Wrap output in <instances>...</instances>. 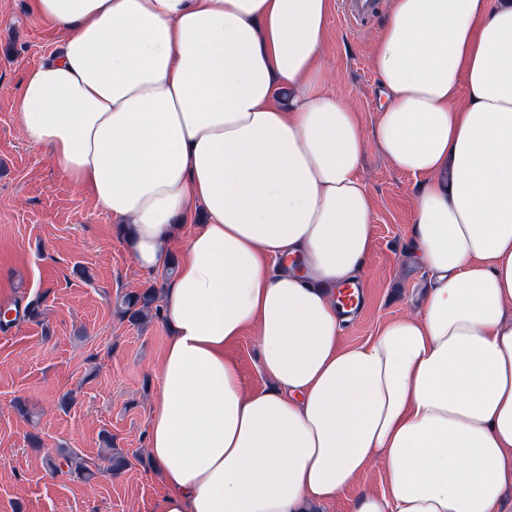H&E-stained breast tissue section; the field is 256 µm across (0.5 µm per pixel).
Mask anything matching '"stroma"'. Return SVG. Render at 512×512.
I'll return each mask as SVG.
<instances>
[{
	"label": "stroma",
	"instance_id": "obj_1",
	"mask_svg": "<svg viewBox=\"0 0 512 512\" xmlns=\"http://www.w3.org/2000/svg\"><path fill=\"white\" fill-rule=\"evenodd\" d=\"M387 14L380 9L360 27L333 9L323 45L332 90L357 106L369 135L360 167L373 206L371 248L359 275L367 305L343 324L344 346L417 313L428 283L411 234L421 180L400 170L372 136L378 76L371 53ZM61 38L35 15L31 0H0V309L41 302L39 318L0 325V512H151L163 487L151 474L147 421L169 328L161 317L131 324L116 301L164 282V273L141 270L117 221L19 128L24 77ZM17 398L27 413L15 409ZM32 434L40 447L30 446ZM63 451L83 459L91 479L49 467ZM112 452L129 460L117 474L105 468ZM387 486L380 452L323 512H352L360 493L381 494Z\"/></svg>",
	"mask_w": 512,
	"mask_h": 512
}]
</instances>
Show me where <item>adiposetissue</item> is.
I'll use <instances>...</instances> for the list:
<instances>
[{
	"instance_id": "1",
	"label": "adipose tissue",
	"mask_w": 512,
	"mask_h": 512,
	"mask_svg": "<svg viewBox=\"0 0 512 512\" xmlns=\"http://www.w3.org/2000/svg\"><path fill=\"white\" fill-rule=\"evenodd\" d=\"M63 34L18 100L26 139L162 268L153 512H313L376 452L353 512H499L512 487V0H392L375 137L421 177L414 316L344 346L336 286L372 203L357 108L321 58L332 0H33ZM205 221L192 224L196 212ZM192 231H185V224ZM252 333L265 385L229 348ZM388 486V465L385 454L375 455L356 486L344 493L335 503L324 507L323 512H352L354 499L362 492L382 494Z\"/></svg>"
}]
</instances>
